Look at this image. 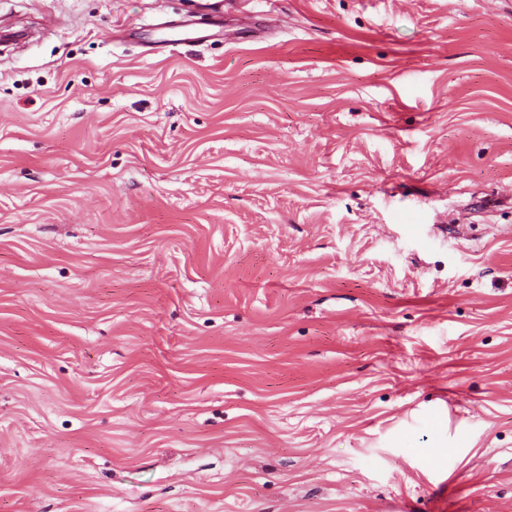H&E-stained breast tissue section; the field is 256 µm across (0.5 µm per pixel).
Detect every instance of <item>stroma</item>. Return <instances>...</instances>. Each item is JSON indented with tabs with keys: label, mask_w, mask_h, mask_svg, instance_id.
Returning a JSON list of instances; mask_svg holds the SVG:
<instances>
[{
	"label": "stroma",
	"mask_w": 512,
	"mask_h": 512,
	"mask_svg": "<svg viewBox=\"0 0 512 512\" xmlns=\"http://www.w3.org/2000/svg\"><path fill=\"white\" fill-rule=\"evenodd\" d=\"M204 2L0 0V512H512V0Z\"/></svg>",
	"instance_id": "stroma-1"
}]
</instances>
